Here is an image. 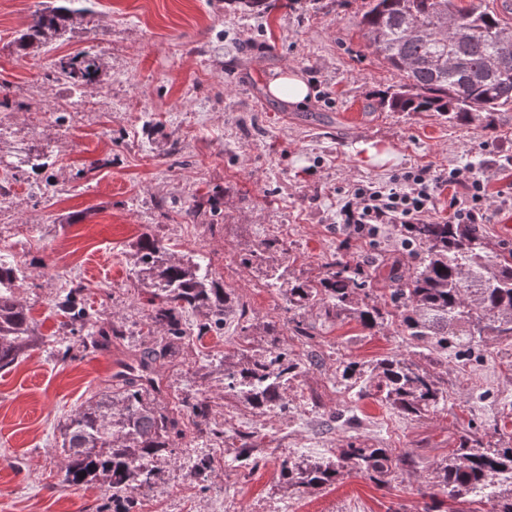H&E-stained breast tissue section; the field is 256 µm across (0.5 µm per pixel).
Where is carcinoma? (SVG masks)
Returning <instances> with one entry per match:
<instances>
[{"label": "carcinoma", "instance_id": "1", "mask_svg": "<svg viewBox=\"0 0 512 512\" xmlns=\"http://www.w3.org/2000/svg\"><path fill=\"white\" fill-rule=\"evenodd\" d=\"M86 0H45L32 15L28 28L14 38L22 58L35 57L54 41H63L91 9ZM234 11L266 14L269 0H226ZM368 47L404 82L377 97L376 107L388 112H430L455 123L486 118L512 105V25L471 0L467 7L455 0H367L356 16ZM453 22L465 30L462 39L448 43L441 29ZM455 65L448 67V56ZM102 61L88 51L56 64V79L75 92L99 82ZM404 243L415 258L405 274L388 276L382 296L374 295L375 271L381 258L360 263L342 251L330 255L327 271L314 279L285 280L277 269L267 275V287L288 303L290 311L317 310L327 320L350 319L368 334L391 325L421 347L419 358L398 354L366 366L351 358L336 359V382L359 388L410 419L434 414L448 402V380L435 368L448 356L466 357L476 347L512 346V250H494L477 224H402ZM272 253L287 259L274 238L263 239L258 249L241 259L248 267L263 263ZM133 268L149 288L146 319L159 332L141 353V374L122 376L112 389L93 396L65 422L62 445L64 481L71 485L102 482L112 499V512H139L132 496L137 488L156 483L157 463L169 457L184 431L180 420L189 414L198 437L212 445L225 443L227 430L212 423L215 401L204 394L185 397L180 408L162 411L163 396L152 364L179 352L186 336L182 316L192 312L202 318L198 336L224 329L234 317L243 341L231 353L210 362L224 373V398H241L257 414L288 413V388L305 363L288 350L276 321L264 325L268 339L262 346L250 340L253 324L240 297L224 282L202 270V262L177 258L171 245L145 232L134 245ZM22 273L20 266L0 259V371L14 366L40 336L30 310L13 293ZM82 286L69 288L54 302L66 318L65 326L79 329L80 347L102 346L100 339L125 336L112 326L103 330L83 306ZM240 442L228 459L236 467L243 451L253 447V435L237 432ZM187 476L197 484L209 481L212 458L198 455L187 465ZM422 468L418 455L395 454L389 448L357 439L341 444L330 456L280 460L278 483L284 492H319L347 473L362 475L377 486L389 484L397 473ZM86 476H80V473ZM433 483L456 505L452 512L472 503L479 485L491 487L485 501L488 512H512V436H495L476 427L457 436V447L435 462Z\"/></svg>", "mask_w": 512, "mask_h": 512}]
</instances>
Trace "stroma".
Masks as SVG:
<instances>
[{
    "mask_svg": "<svg viewBox=\"0 0 512 512\" xmlns=\"http://www.w3.org/2000/svg\"><path fill=\"white\" fill-rule=\"evenodd\" d=\"M40 0H0V252L26 277L14 293L34 318L40 342L19 363L0 371V512H103L107 494L96 483L62 479L61 430L91 396L108 390L122 360L150 343L146 295L133 276L132 245L149 231L179 255L202 254L210 269L246 302L254 327L288 320L285 300L239 258L264 238L288 253V278L315 277L336 250L367 261L385 252L407 268L412 257L396 226L377 238L350 234L340 224L341 199L355 187L387 183L408 167L436 172L474 165L486 186L483 233L491 247L512 249L500 233L512 215V107L488 123L441 122L429 113L403 116L370 111L376 92L401 75L368 48L354 17L365 0H296L266 19L243 16L224 0H94L93 12L65 42L20 58L11 46ZM89 51L105 67L98 84L73 92L52 77L59 58ZM298 71L310 86L304 105L271 98L274 78ZM386 154L365 162L364 144ZM50 155L48 176L67 192L31 193L18 160ZM110 166H103L104 158ZM198 203L216 213L194 223L179 211ZM103 326L124 325L111 351L75 350L58 361L54 350L72 342L53 303L70 281ZM185 363H159L167 407L194 393L214 397L212 418L225 428L255 433L266 461L242 471L216 455L210 489L186 480L184 450L198 444L187 433L156 484L137 491L141 512H206L222 493L231 512H259L279 498L287 512H422L415 473L387 487L349 474L318 493L285 497L276 490L279 459L322 457L351 437L406 452L447 455L449 433L467 425L492 429L512 422V361L499 348H481L464 361L440 366L448 380L445 410L409 420L377 398L335 384L336 359L371 362L401 353L415 356L408 337L387 328L363 333L356 322L324 328L316 345L321 367L292 381V418L256 415L225 399L224 376L205 368L206 353L239 342L235 322L223 335H198L186 318ZM355 416L338 426L335 415Z\"/></svg>",
    "mask_w": 512,
    "mask_h": 512,
    "instance_id": "35a3bbf8",
    "label": "stroma"
}]
</instances>
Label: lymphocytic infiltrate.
Instances as JSON below:
<instances>
[{
	"label": "lymphocytic infiltrate",
	"mask_w": 512,
	"mask_h": 512,
	"mask_svg": "<svg viewBox=\"0 0 512 512\" xmlns=\"http://www.w3.org/2000/svg\"><path fill=\"white\" fill-rule=\"evenodd\" d=\"M447 185L462 192L451 203L454 223H485V184L467 167H453L436 175L426 168H412L388 183L354 188L342 207L344 223L361 236L377 234L385 224L425 223L440 189Z\"/></svg>",
	"instance_id": "f902f5d3"
}]
</instances>
